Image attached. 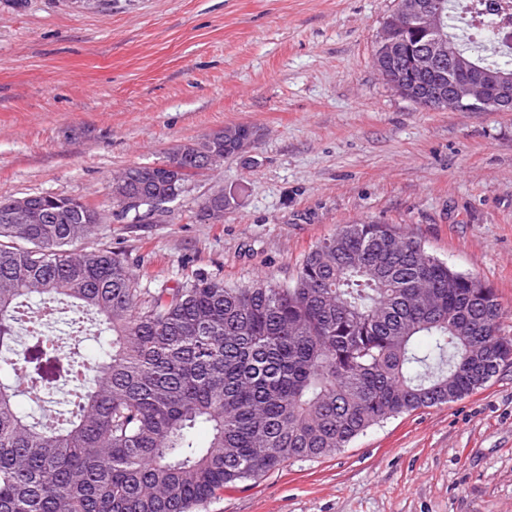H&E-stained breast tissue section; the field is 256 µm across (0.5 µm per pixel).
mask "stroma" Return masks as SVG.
I'll return each instance as SVG.
<instances>
[{"label":"stroma","instance_id":"35a3bbf8","mask_svg":"<svg viewBox=\"0 0 512 512\" xmlns=\"http://www.w3.org/2000/svg\"><path fill=\"white\" fill-rule=\"evenodd\" d=\"M396 0H0V196L102 221L75 251L123 254L143 288L296 277L345 224L396 225L490 285L512 336V112L424 109L373 56ZM247 158L156 214L118 217L115 173L227 125ZM224 221H199L214 190ZM210 512H512V364L341 451L225 490Z\"/></svg>","mask_w":512,"mask_h":512}]
</instances>
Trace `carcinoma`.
Here are the masks:
<instances>
[{"label": "carcinoma", "mask_w": 512, "mask_h": 512, "mask_svg": "<svg viewBox=\"0 0 512 512\" xmlns=\"http://www.w3.org/2000/svg\"><path fill=\"white\" fill-rule=\"evenodd\" d=\"M448 43L474 71L512 75V52L490 61L456 33ZM400 95L427 107L405 78ZM219 158L233 141L198 143ZM183 196L196 156L176 158ZM129 174L150 187L158 166ZM0 197V512H205L224 489L295 459L347 447L372 426L452 402L512 363L495 289L434 258L413 237L390 247L392 224H345L303 257L291 282L232 287L199 276L174 288L139 287L128 260L109 249L71 257L94 233L91 205L51 196L44 224H5ZM70 303L73 347L61 351L29 304ZM95 315L100 342L91 373L79 360ZM73 394L54 417L22 398ZM208 432L196 442L195 431Z\"/></svg>", "instance_id": "obj_1"}]
</instances>
